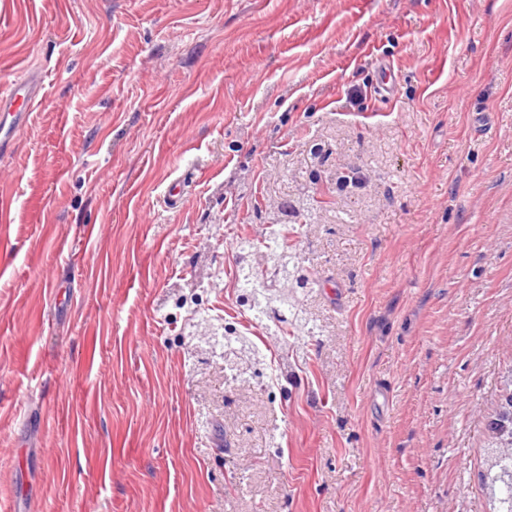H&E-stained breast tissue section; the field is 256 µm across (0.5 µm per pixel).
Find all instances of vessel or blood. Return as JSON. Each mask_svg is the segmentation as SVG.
Segmentation results:
<instances>
[{"mask_svg":"<svg viewBox=\"0 0 512 512\" xmlns=\"http://www.w3.org/2000/svg\"><path fill=\"white\" fill-rule=\"evenodd\" d=\"M42 85L41 72L26 69L9 85L0 88V154H7L12 149L31 109L41 100Z\"/></svg>","mask_w":512,"mask_h":512,"instance_id":"vessel-or-blood-1","label":"vessel or blood"}]
</instances>
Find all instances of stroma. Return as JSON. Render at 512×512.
Instances as JSON below:
<instances>
[{
	"instance_id": "1",
	"label": "stroma",
	"mask_w": 512,
	"mask_h": 512,
	"mask_svg": "<svg viewBox=\"0 0 512 512\" xmlns=\"http://www.w3.org/2000/svg\"><path fill=\"white\" fill-rule=\"evenodd\" d=\"M24 64L43 98L0 155V512L24 491L39 512H485L512 0H0V86ZM276 223L319 335L237 303L235 240ZM228 323L287 377L230 386Z\"/></svg>"
}]
</instances>
